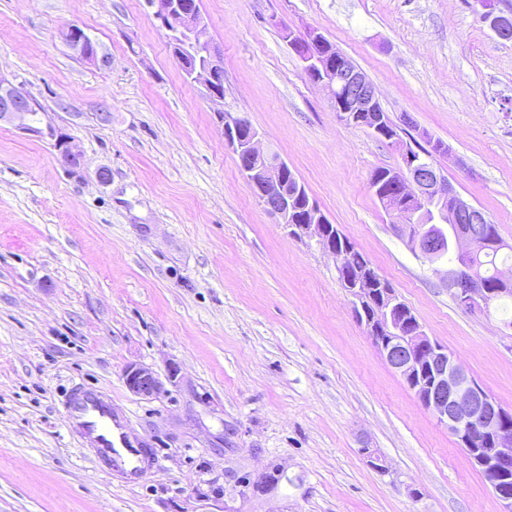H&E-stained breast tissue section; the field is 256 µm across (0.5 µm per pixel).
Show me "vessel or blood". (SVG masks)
<instances>
[{
    "mask_svg": "<svg viewBox=\"0 0 512 512\" xmlns=\"http://www.w3.org/2000/svg\"><path fill=\"white\" fill-rule=\"evenodd\" d=\"M63 414L67 426L89 448L95 464L107 470L120 466L127 484L137 483L145 447L129 439L126 419L110 396L90 385L72 387L66 393Z\"/></svg>",
    "mask_w": 512,
    "mask_h": 512,
    "instance_id": "1",
    "label": "vessel or blood"
}]
</instances>
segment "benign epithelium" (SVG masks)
I'll use <instances>...</instances> for the list:
<instances>
[{"label": "benign epithelium", "mask_w": 512, "mask_h": 512, "mask_svg": "<svg viewBox=\"0 0 512 512\" xmlns=\"http://www.w3.org/2000/svg\"><path fill=\"white\" fill-rule=\"evenodd\" d=\"M153 18L168 32V40L179 63L187 58L198 66L185 67L186 77L200 84L206 93L224 98V66L211 40L205 36L200 0H146ZM498 0H475L480 20L502 40L512 38V15L501 11ZM288 44L303 63L308 78L328 95L331 109L347 124L358 123L375 134L392 127L377 90L367 75L341 52L325 50L326 39L308 28L299 36L286 33ZM224 141L238 158L242 174L255 196L276 214L288 234L315 243L336 259L338 279L350 297L353 310L369 311L364 325L389 364L407 382L420 403L437 422L448 427L473 465L487 476V482L502 506L512 512V492L498 486L512 475V411L502 407L489 393L468 377L447 347L432 340L422 325L409 319L394 294L373 293L374 268L346 270L348 253L336 246V225L328 223L319 206L292 173L288 162L265 151L259 134L239 112L221 114ZM0 122L20 131L54 142L58 160L73 171L83 169L81 154L71 138L44 122L33 99L12 82L0 78ZM401 167L390 185L371 177L378 199L397 215V232L408 237L414 251L432 263L438 262L442 242L416 228L418 224H446L452 251L464 257L448 261L437 270L455 302L469 310L487 311L508 296V289L488 288L474 274L465 258L484 243L486 214L464 200L453 184L432 162L412 157L401 138ZM125 383L135 396L152 399L163 391L156 372L143 364H131L124 372Z\"/></svg>", "instance_id": "benign-epithelium-1"}]
</instances>
